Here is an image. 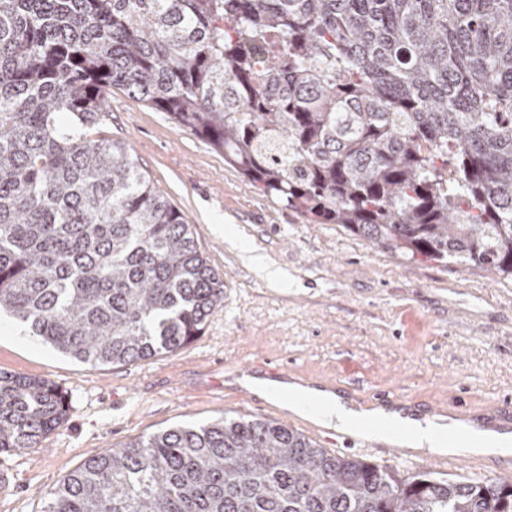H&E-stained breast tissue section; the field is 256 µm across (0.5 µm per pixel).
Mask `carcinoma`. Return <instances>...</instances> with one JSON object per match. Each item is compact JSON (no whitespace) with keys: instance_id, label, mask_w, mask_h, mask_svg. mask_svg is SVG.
<instances>
[{"instance_id":"carcinoma-1","label":"carcinoma","mask_w":512,"mask_h":512,"mask_svg":"<svg viewBox=\"0 0 512 512\" xmlns=\"http://www.w3.org/2000/svg\"><path fill=\"white\" fill-rule=\"evenodd\" d=\"M115 87L314 223L512 277V0H0V314L63 354L174 351L224 301L182 214L93 133ZM65 408L0 371V454ZM44 512H512V478H402L220 417L90 459Z\"/></svg>"}]
</instances>
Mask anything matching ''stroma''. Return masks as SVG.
I'll return each instance as SVG.
<instances>
[{"label": "stroma", "mask_w": 512, "mask_h": 512, "mask_svg": "<svg viewBox=\"0 0 512 512\" xmlns=\"http://www.w3.org/2000/svg\"><path fill=\"white\" fill-rule=\"evenodd\" d=\"M122 140L185 215L224 280L201 336L130 364L91 365L0 317V370L55 383L66 416L39 445L0 454V512H42L89 458L159 429L221 416L286 423L225 388L263 357L319 381L337 377L443 405L512 400V279L412 259L337 224H313L263 194L206 141L126 92L108 96ZM277 271L269 279L259 269Z\"/></svg>", "instance_id": "stroma-1"}]
</instances>
